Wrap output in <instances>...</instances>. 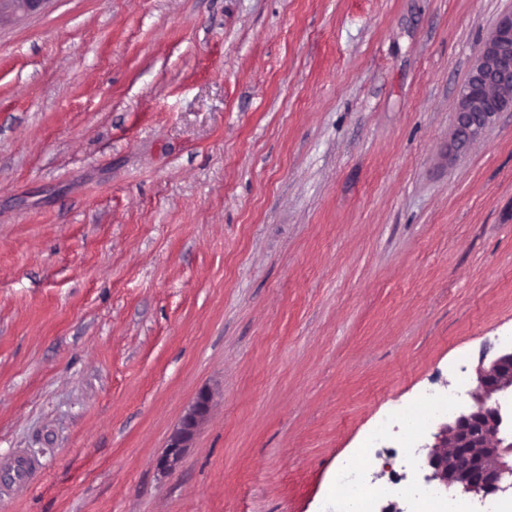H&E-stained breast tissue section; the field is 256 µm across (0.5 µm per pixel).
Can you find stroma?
<instances>
[{
	"label": "stroma",
	"instance_id": "1",
	"mask_svg": "<svg viewBox=\"0 0 512 512\" xmlns=\"http://www.w3.org/2000/svg\"><path fill=\"white\" fill-rule=\"evenodd\" d=\"M510 13L0 0V512H322L512 346V112L448 152ZM210 410V397L200 393L182 416L178 427L171 434L167 451L161 459V465L167 471H174L181 463L187 448L195 436L199 425L207 418Z\"/></svg>",
	"mask_w": 512,
	"mask_h": 512
}]
</instances>
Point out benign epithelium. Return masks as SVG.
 Segmentation results:
<instances>
[{"label": "benign epithelium", "mask_w": 512, "mask_h": 512, "mask_svg": "<svg viewBox=\"0 0 512 512\" xmlns=\"http://www.w3.org/2000/svg\"><path fill=\"white\" fill-rule=\"evenodd\" d=\"M512 112V13L480 48L456 108L453 150L460 152L500 112ZM210 397L200 393L171 434L161 465L174 471L207 418ZM425 480L481 498L497 493L512 473V349L476 372L469 401L442 426L426 455Z\"/></svg>", "instance_id": "1"}]
</instances>
